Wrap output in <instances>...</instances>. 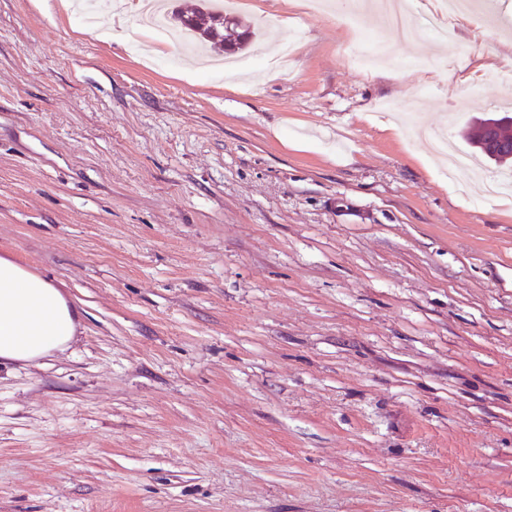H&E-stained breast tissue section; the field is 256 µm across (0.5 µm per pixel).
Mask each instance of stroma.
<instances>
[{
    "mask_svg": "<svg viewBox=\"0 0 512 512\" xmlns=\"http://www.w3.org/2000/svg\"><path fill=\"white\" fill-rule=\"evenodd\" d=\"M109 0H0V256L80 312L0 362V512H512V193L448 173L398 117L469 153L512 93V0L396 62L368 13L278 14L248 67L138 52Z\"/></svg>",
    "mask_w": 512,
    "mask_h": 512,
    "instance_id": "35a3bbf8",
    "label": "stroma"
}]
</instances>
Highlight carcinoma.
<instances>
[{
    "label": "carcinoma",
    "mask_w": 512,
    "mask_h": 512,
    "mask_svg": "<svg viewBox=\"0 0 512 512\" xmlns=\"http://www.w3.org/2000/svg\"><path fill=\"white\" fill-rule=\"evenodd\" d=\"M212 0H200V3L189 12H177L180 25L190 31L196 43L220 53H236L247 47L255 36V31L248 26L240 29L235 23L229 33H224V20L231 18L227 13H220L210 7Z\"/></svg>",
    "instance_id": "carcinoma-1"
}]
</instances>
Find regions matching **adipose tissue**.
I'll return each mask as SVG.
<instances>
[{
  "label": "adipose tissue",
  "instance_id": "1",
  "mask_svg": "<svg viewBox=\"0 0 512 512\" xmlns=\"http://www.w3.org/2000/svg\"><path fill=\"white\" fill-rule=\"evenodd\" d=\"M79 313L53 283L0 257V360L30 361L72 341Z\"/></svg>",
  "mask_w": 512,
  "mask_h": 512
}]
</instances>
